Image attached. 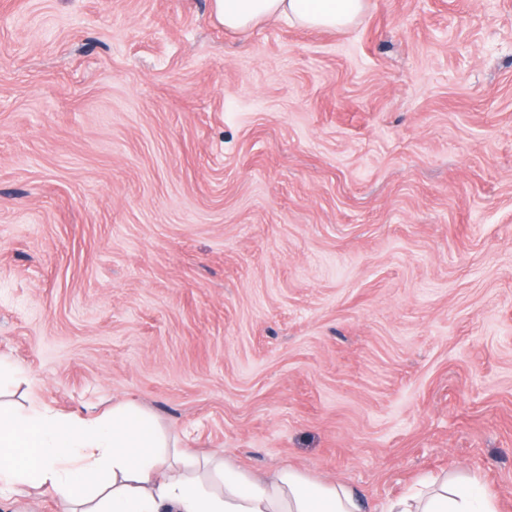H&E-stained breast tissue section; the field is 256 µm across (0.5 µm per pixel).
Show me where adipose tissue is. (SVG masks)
<instances>
[{"label":"adipose tissue","mask_w":512,"mask_h":512,"mask_svg":"<svg viewBox=\"0 0 512 512\" xmlns=\"http://www.w3.org/2000/svg\"><path fill=\"white\" fill-rule=\"evenodd\" d=\"M365 0H212L226 29L265 21L344 30ZM53 491L62 512H362L341 484H320L284 467L249 477L216 457L177 449L135 405L96 414L31 406L0 409V495L19 487ZM384 512H498L478 477H434L388 500Z\"/></svg>","instance_id":"1"}]
</instances>
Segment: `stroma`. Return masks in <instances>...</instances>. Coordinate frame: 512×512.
<instances>
[{"label":"stroma","mask_w":512,"mask_h":512,"mask_svg":"<svg viewBox=\"0 0 512 512\" xmlns=\"http://www.w3.org/2000/svg\"><path fill=\"white\" fill-rule=\"evenodd\" d=\"M0 404L132 402L380 512H512V0L322 31L0 0ZM383 512H499L496 497L476 476L433 477L421 487L388 500Z\"/></svg>","instance_id":"35a3bbf8"}]
</instances>
